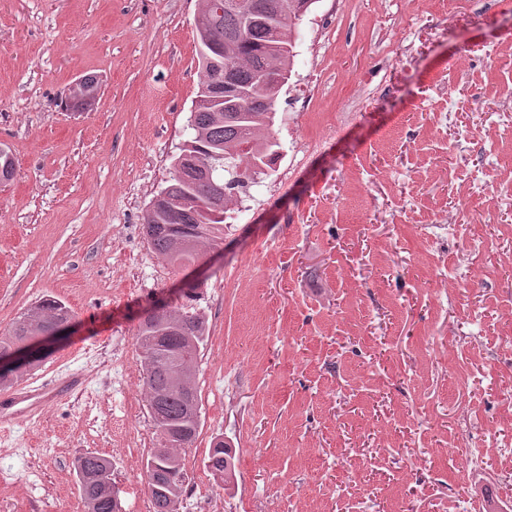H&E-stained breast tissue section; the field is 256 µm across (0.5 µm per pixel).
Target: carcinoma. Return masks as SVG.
<instances>
[{"instance_id":"obj_1","label":"carcinoma","mask_w":512,"mask_h":512,"mask_svg":"<svg viewBox=\"0 0 512 512\" xmlns=\"http://www.w3.org/2000/svg\"><path fill=\"white\" fill-rule=\"evenodd\" d=\"M222 13L206 12L197 29L201 64L200 87L187 122L191 135L180 151L192 159L197 173L187 174L178 164L169 184L161 189L165 203L143 224L153 252L180 267L201 256L203 249L224 241V223L235 196L279 158V144L271 135L275 107L282 87L277 76L290 70L294 35L315 0H230ZM235 69L231 96L211 93L224 64ZM100 88L94 75L81 79V88L69 96L70 107L88 105L85 94ZM73 316L62 302L44 299L20 314L5 336L0 353H6L28 336L49 331ZM205 317L194 307L160 306L153 322H140L136 341L143 363L142 386L155 431V448L146 465L164 469L157 490L150 492L152 512H169V499L182 495L186 478L181 451L195 441L201 421V401L190 404L172 386L178 368L188 370L187 384L198 392L195 372L206 344ZM232 449L224 439L213 443L207 470L223 482L232 473ZM75 470L84 512H115L111 503L112 462L87 452L77 458Z\"/></svg>"}]
</instances>
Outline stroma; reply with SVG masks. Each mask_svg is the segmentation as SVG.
<instances>
[{"mask_svg": "<svg viewBox=\"0 0 512 512\" xmlns=\"http://www.w3.org/2000/svg\"><path fill=\"white\" fill-rule=\"evenodd\" d=\"M201 0H0V335L45 298L72 333L24 378L68 390L0 426V512H83L75 459L148 498L136 330L209 337L180 512H512V0H315L272 133L204 264L142 217L185 139ZM94 105L66 109L83 75ZM233 450L220 485L215 436ZM457 449L449 457V449Z\"/></svg>", "mask_w": 512, "mask_h": 512, "instance_id": "stroma-1", "label": "stroma"}]
</instances>
